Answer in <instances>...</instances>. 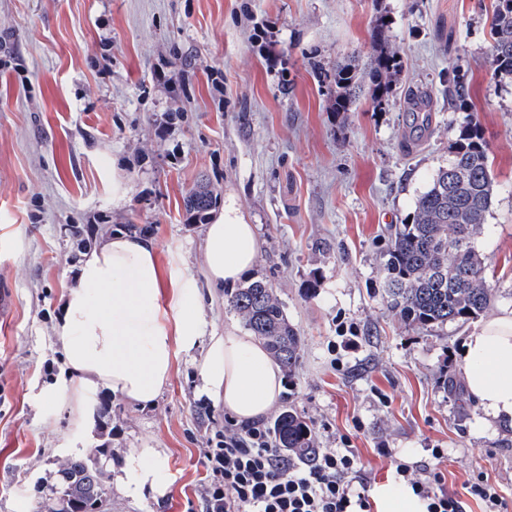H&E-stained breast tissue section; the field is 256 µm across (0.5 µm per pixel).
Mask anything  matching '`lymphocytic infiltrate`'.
Wrapping results in <instances>:
<instances>
[{
	"label": "lymphocytic infiltrate",
	"instance_id": "obj_1",
	"mask_svg": "<svg viewBox=\"0 0 512 512\" xmlns=\"http://www.w3.org/2000/svg\"><path fill=\"white\" fill-rule=\"evenodd\" d=\"M204 465L212 477L204 512H370L368 479L354 451L321 448L302 465L275 448L261 423L225 422L224 445L207 449ZM396 474L426 512H462V496L435 492L441 472L416 475L400 462Z\"/></svg>",
	"mask_w": 512,
	"mask_h": 512
}]
</instances>
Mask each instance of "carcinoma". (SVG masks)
I'll return each mask as SVG.
<instances>
[{"instance_id":"1","label":"carcinoma","mask_w":512,"mask_h":512,"mask_svg":"<svg viewBox=\"0 0 512 512\" xmlns=\"http://www.w3.org/2000/svg\"><path fill=\"white\" fill-rule=\"evenodd\" d=\"M490 37L493 74L512 77V0H495ZM371 40L372 53L364 67L352 63L336 66L332 82L338 113L350 111L365 86L382 101L401 68L400 52L390 45L384 23L374 27ZM468 97L467 81L452 73L448 77V101L464 104ZM493 195L488 144L478 127L468 122L448 149V165L438 169L417 198L407 223L386 228L380 271L388 306L406 325L425 330L449 323L463 325L491 307L493 288L476 237L485 224ZM217 204L218 196L206 185L185 199L186 212L194 224L208 223ZM227 304L272 357L293 371L302 339L288 321L272 283L247 277L229 294ZM272 433L275 446L289 456L306 461L314 455L312 430L293 408L276 417ZM103 455L105 449L96 448L85 457L72 459L69 475L58 477L52 489L54 504L79 502L84 512H97L86 479Z\"/></svg>"}]
</instances>
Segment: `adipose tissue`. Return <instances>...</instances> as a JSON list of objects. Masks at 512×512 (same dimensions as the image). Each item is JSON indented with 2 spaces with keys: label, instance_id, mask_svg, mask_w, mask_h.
Returning a JSON list of instances; mask_svg holds the SVG:
<instances>
[{
  "label": "adipose tissue",
  "instance_id": "adipose-tissue-1",
  "mask_svg": "<svg viewBox=\"0 0 512 512\" xmlns=\"http://www.w3.org/2000/svg\"><path fill=\"white\" fill-rule=\"evenodd\" d=\"M201 275L181 269L179 253L160 268L149 238L115 233L85 253L78 284L65 293L55 323L68 381L48 392L55 408L76 411L73 434L91 428L101 393L141 407L154 405L168 384L177 354L192 355L203 335V287L231 286L256 264L255 225L234 203L203 229ZM463 372L485 420L512 426V309L476 326L462 344ZM198 392L239 424L265 417L282 391L280 371L254 337L235 329L211 337L198 364ZM155 448L141 449L133 478L118 479L126 496L164 497L169 482Z\"/></svg>",
  "mask_w": 512,
  "mask_h": 512
}]
</instances>
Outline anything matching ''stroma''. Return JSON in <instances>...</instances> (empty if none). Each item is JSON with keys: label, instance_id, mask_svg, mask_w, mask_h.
Returning a JSON list of instances; mask_svg holds the SVG:
<instances>
[{"label": "stroma", "instance_id": "1", "mask_svg": "<svg viewBox=\"0 0 512 512\" xmlns=\"http://www.w3.org/2000/svg\"><path fill=\"white\" fill-rule=\"evenodd\" d=\"M493 0H0V512H44L62 459L107 447L111 476L157 448L165 498L110 491V512H201L206 449L223 406L200 396L183 355L157 403L113 397L106 427L65 448L72 412L45 388L63 364L54 324L83 243L134 223L200 274L202 227L184 197L208 180L257 225L253 276L271 281L302 349L280 406L317 447L353 448L372 488L394 482L380 447L413 471L440 466L443 493L485 474L512 506V429L485 423L462 383L472 324L415 329L388 307L385 228L407 222L465 122L490 147L495 195L478 247L494 308L512 305V79L489 66ZM387 17L403 69L389 99L332 111L320 74L366 63ZM470 86L448 100L449 67ZM431 127L407 145L409 96ZM356 337L346 349L342 339ZM446 449L442 463L432 451Z\"/></svg>", "mask_w": 512, "mask_h": 512}]
</instances>
